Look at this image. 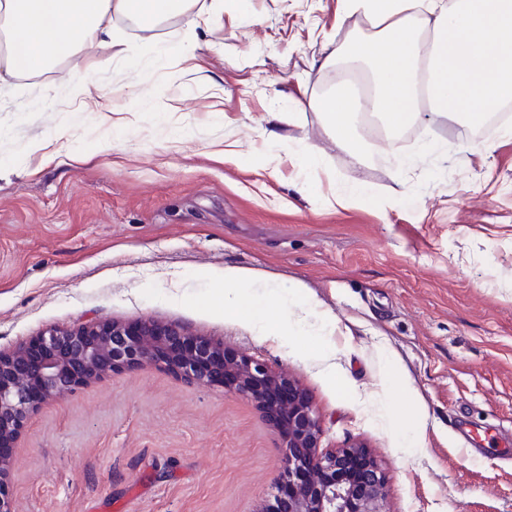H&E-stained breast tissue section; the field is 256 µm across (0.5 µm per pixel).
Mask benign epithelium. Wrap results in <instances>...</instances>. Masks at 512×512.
Returning a JSON list of instances; mask_svg holds the SVG:
<instances>
[{
    "mask_svg": "<svg viewBox=\"0 0 512 512\" xmlns=\"http://www.w3.org/2000/svg\"><path fill=\"white\" fill-rule=\"evenodd\" d=\"M162 367L197 386L220 384L251 400L280 437L282 478L293 491L268 512H384L386 479L365 444L319 452L321 418L295 379L182 326L95 320L50 327L10 353L0 352V442L15 440L37 407L110 373ZM11 459L0 454V512H15Z\"/></svg>",
    "mask_w": 512,
    "mask_h": 512,
    "instance_id": "7a95c632",
    "label": "benign epithelium"
}]
</instances>
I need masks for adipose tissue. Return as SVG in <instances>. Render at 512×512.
<instances>
[{
	"mask_svg": "<svg viewBox=\"0 0 512 512\" xmlns=\"http://www.w3.org/2000/svg\"><path fill=\"white\" fill-rule=\"evenodd\" d=\"M339 20L358 18L319 64L363 61L372 76L363 97L336 74L334 91L312 106L328 119L330 138L356 161L374 150L359 135L362 114L381 118L399 131L428 111L431 119L453 117L483 123L500 105L512 102V0H337ZM189 0H0V31L7 49L0 70L37 73L77 48L109 35L113 13L143 26L186 15ZM240 270L224 271V305L237 320L281 336L286 312L245 289Z\"/></svg>",
	"mask_w": 512,
	"mask_h": 512,
	"instance_id": "ef3b65f1",
	"label": "adipose tissue"
}]
</instances>
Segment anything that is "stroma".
I'll return each mask as SVG.
<instances>
[{
  "mask_svg": "<svg viewBox=\"0 0 512 512\" xmlns=\"http://www.w3.org/2000/svg\"><path fill=\"white\" fill-rule=\"evenodd\" d=\"M190 11L148 29L113 13V42L0 76V351L91 319L180 325L295 378L321 450L358 441L381 463L386 512H512V135L423 116L402 152L443 151L401 169L368 116L378 150L356 163L310 106L336 80L311 64L348 31L336 0ZM360 185L392 208L337 204ZM228 268L292 336L225 311ZM10 457L16 512H264L280 470L253 402L155 366L41 402Z\"/></svg>",
  "mask_w": 512,
  "mask_h": 512,
  "instance_id": "1",
  "label": "stroma"
}]
</instances>
